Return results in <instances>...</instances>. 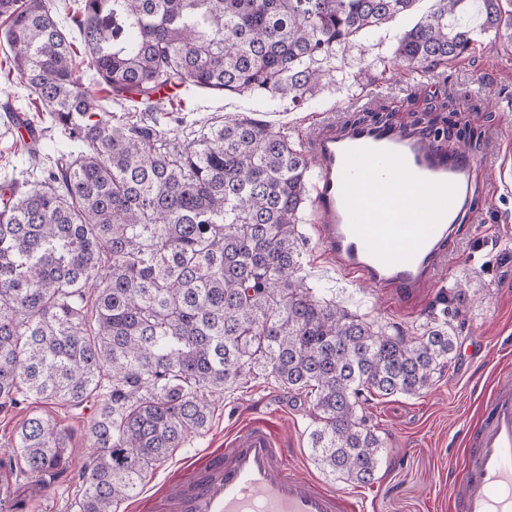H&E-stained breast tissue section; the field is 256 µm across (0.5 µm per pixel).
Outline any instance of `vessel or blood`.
Returning <instances> with one entry per match:
<instances>
[{
  "instance_id": "1",
  "label": "vessel or blood",
  "mask_w": 512,
  "mask_h": 512,
  "mask_svg": "<svg viewBox=\"0 0 512 512\" xmlns=\"http://www.w3.org/2000/svg\"><path fill=\"white\" fill-rule=\"evenodd\" d=\"M311 216L326 266L401 303L421 299L446 265L470 208L475 159L404 127L355 125L313 139ZM174 512H354L353 502L302 473L266 422L224 440ZM454 512H512V372H499L466 442Z\"/></svg>"
}]
</instances>
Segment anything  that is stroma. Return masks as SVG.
Instances as JSON below:
<instances>
[{
    "label": "stroma",
    "mask_w": 512,
    "mask_h": 512,
    "mask_svg": "<svg viewBox=\"0 0 512 512\" xmlns=\"http://www.w3.org/2000/svg\"><path fill=\"white\" fill-rule=\"evenodd\" d=\"M432 0H415L402 16L359 36L335 59L324 61L327 82L314 99L294 105L265 106L249 95H216L196 90L185 95L181 122L168 123V136L184 146L209 125L252 114L274 130L305 144L316 131L343 134L361 111L379 108L402 116L424 113L447 103L450 121L478 131L483 143L473 150L479 165L472 182V206L464 216L448 267L436 278L430 295H438L469 276L476 294L460 309L455 357L436 384L419 396L370 397L368 422L384 442L374 479L352 486L323 472L310 447L312 399L290 392L258 375L216 396L210 423L171 457L148 473L137 496L121 502L118 512H165L171 487L189 481L194 466L205 465L224 446L225 434L245 420H264L282 434L292 460L324 485L355 499L361 512H448L453 476L461 448L477 414L480 399L495 372L512 365V189L498 187L494 156L512 140V46L494 35L478 36L461 58L432 73L398 65V35L427 12ZM303 275L316 297L333 300L380 327L400 324L422 331L427 303L401 307L396 301L327 271L322 249L309 224ZM55 419L71 436L66 471L45 488L19 477L9 512H75L83 473L92 453L90 429L96 404L74 409L35 397L0 412V448L10 446L31 414Z\"/></svg>",
    "instance_id": "obj_1"
}]
</instances>
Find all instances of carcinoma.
Returning <instances> with one entry per match:
<instances>
[{"label": "carcinoma", "instance_id": "1", "mask_svg": "<svg viewBox=\"0 0 512 512\" xmlns=\"http://www.w3.org/2000/svg\"><path fill=\"white\" fill-rule=\"evenodd\" d=\"M413 2L76 0L93 81L149 116L129 123L76 78L54 0H0L10 69L71 142L38 181L0 184V410L32 396L99 403L78 512H116L206 429L209 396L257 374L313 395L315 461L368 483L383 441L363 399L419 396L448 369L454 304L474 292L471 278L436 297L419 334L376 329L316 297L301 275L305 154L248 116L177 148L155 100L162 88L312 99L325 76L317 62ZM489 32L512 43V0H436L395 56L428 70ZM409 117L426 137L447 122ZM70 451L58 422L24 420L0 504L20 475L43 486L60 476Z\"/></svg>", "mask_w": 512, "mask_h": 512}]
</instances>
